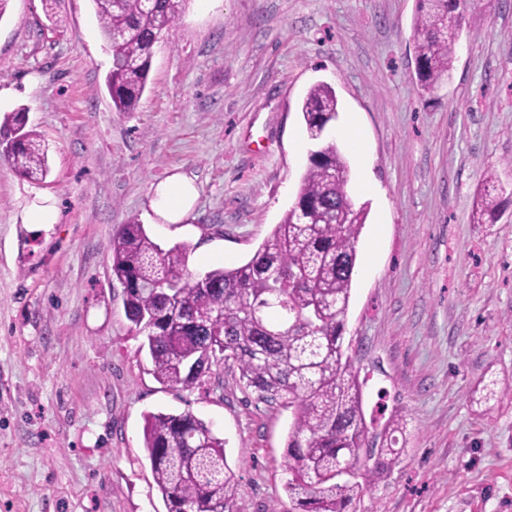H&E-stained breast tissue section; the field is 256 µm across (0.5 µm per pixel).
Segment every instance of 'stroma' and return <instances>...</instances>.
Wrapping results in <instances>:
<instances>
[{
  "mask_svg": "<svg viewBox=\"0 0 512 512\" xmlns=\"http://www.w3.org/2000/svg\"><path fill=\"white\" fill-rule=\"evenodd\" d=\"M416 0H191L155 44L137 110L105 88L91 0H9L0 117L27 108L49 145L33 182L0 158V512H165L144 448L150 412H191L224 441L239 512H290L291 413L237 369L160 383L130 332L111 241L137 221L189 245L198 275L246 263L292 206L311 144L300 105L332 86L367 204L345 325L364 408L407 421L396 466L357 512H512V0H474L451 75L416 79ZM496 223L471 221L486 172ZM191 178L182 223L154 187ZM50 206L56 223H29Z\"/></svg>",
  "mask_w": 512,
  "mask_h": 512,
  "instance_id": "obj_1",
  "label": "stroma"
}]
</instances>
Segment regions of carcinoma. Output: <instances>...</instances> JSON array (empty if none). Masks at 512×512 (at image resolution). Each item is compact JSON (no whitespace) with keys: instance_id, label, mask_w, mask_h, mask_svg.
<instances>
[{"instance_id":"obj_1","label":"carcinoma","mask_w":512,"mask_h":512,"mask_svg":"<svg viewBox=\"0 0 512 512\" xmlns=\"http://www.w3.org/2000/svg\"><path fill=\"white\" fill-rule=\"evenodd\" d=\"M469 0H417L413 32L417 80L432 93L453 68L454 46ZM112 51L106 87L118 112L134 111L146 89L152 48L189 0H92ZM311 151L295 202L253 257L194 277L188 247L163 249L144 225L125 224L112 240V272L123 285L129 330L144 337L154 376L194 389L224 362L245 390L291 411L284 488L295 512H350L398 463L403 418L366 420L363 386L344 342L358 238L368 216L348 196V163L324 142L338 99L317 83L301 108ZM25 109L4 116L0 136L16 144L4 159L20 176L42 181L48 147L26 129ZM500 182L488 173L477 197V224L500 214ZM375 446L368 457L360 452ZM144 448L166 512H238L243 487L224 441L190 412H150Z\"/></svg>"}]
</instances>
